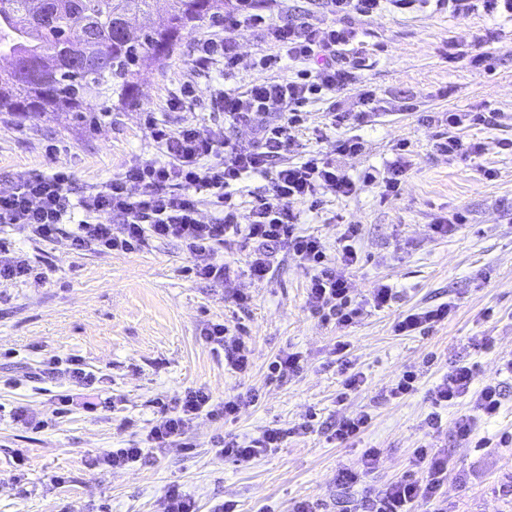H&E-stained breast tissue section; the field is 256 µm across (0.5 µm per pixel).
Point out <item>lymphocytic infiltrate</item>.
<instances>
[{"label":"lymphocytic infiltrate","instance_id":"lymphocytic-infiltrate-1","mask_svg":"<svg viewBox=\"0 0 512 512\" xmlns=\"http://www.w3.org/2000/svg\"><path fill=\"white\" fill-rule=\"evenodd\" d=\"M315 20L296 24L276 23L286 0H227L222 35L198 41L196 61L207 67L221 64L234 73L241 60L238 35L245 29L263 31L274 50L262 54L256 67L267 71L265 79L242 90L213 89L211 106L222 112L231 127L251 129L249 140H215L203 125L191 121L177 129L148 117L147 126L160 153L155 161L130 165L99 190L74 195L66 174L36 175L0 188V224L23 230L34 241L54 242L66 236L71 250L93 248L103 253H131L154 241L180 242L192 260L196 277L232 281L238 271L224 257L235 238L252 243L246 273L262 283L273 269V255L284 250L298 264L311 269L307 302L312 314L335 319L338 330L357 324L369 310L388 307L395 297L393 287L376 282L363 299H356L349 276L358 261V225H348L335 255H328L317 236L298 232L301 215L295 203H304L327 192L348 197L362 186H379L395 196L406 172L404 157L409 149L400 142L396 158L384 168H366L351 178L318 155L287 162L295 145V132L303 123L302 109L313 99L342 91L351 83L355 60L347 48L356 37L354 21L367 20L394 8L407 10L436 4L455 15L480 9L490 17L512 15V0H317ZM294 74H286L287 64ZM251 176L270 178L266 195L256 197L249 209L236 198L242 182ZM213 201L216 211L210 222L200 219L204 201ZM71 225L62 234V225ZM202 339L221 348L235 370L251 365L252 350L242 329L211 323L200 332ZM476 367L458 361L430 390L432 412L429 428L441 426V408L466 405L467 413L455 423L457 439L473 448L486 447L483 424L494 419L502 407L498 383L475 387ZM257 398L255 392L217 400L203 387L190 389L162 406L143 441L113 448L92 459L94 466L123 470L138 462L148 450L185 451L184 438L199 419L227 420L238 416ZM310 423L291 428L268 427L258 435L220 442L224 459L243 465L258 455L283 447L289 437L308 433ZM418 476H404L371 490L365 497L366 512H447L442 487L448 476V458L430 444L413 451Z\"/></svg>","mask_w":512,"mask_h":512}]
</instances>
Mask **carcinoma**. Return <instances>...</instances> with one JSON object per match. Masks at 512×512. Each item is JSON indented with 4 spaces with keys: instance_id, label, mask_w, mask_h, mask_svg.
<instances>
[{
    "instance_id": "carcinoma-1",
    "label": "carcinoma",
    "mask_w": 512,
    "mask_h": 512,
    "mask_svg": "<svg viewBox=\"0 0 512 512\" xmlns=\"http://www.w3.org/2000/svg\"><path fill=\"white\" fill-rule=\"evenodd\" d=\"M154 0H0V112L41 119L67 112L87 121L94 102L136 100L148 61L170 54L188 25L224 17V0H170L132 30Z\"/></svg>"
}]
</instances>
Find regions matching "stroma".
Wrapping results in <instances>:
<instances>
[{
	"mask_svg": "<svg viewBox=\"0 0 512 512\" xmlns=\"http://www.w3.org/2000/svg\"><path fill=\"white\" fill-rule=\"evenodd\" d=\"M355 27L363 65L339 99L348 110L359 90H371L376 116L333 128L324 118L329 99L313 100L296 140L303 154L331 159L337 139L361 136L365 152L340 161L353 177L393 160L396 144L405 140L408 166L399 195L376 186L347 198L324 194L318 212H303L300 229L332 250L347 225H361L354 292L361 298L375 282L388 281L397 290L391 306L340 332L310 312L311 271L284 253L271 279L258 284L244 273L250 244H232L228 257L240 275L226 285L188 275L190 260L174 240L131 253L71 252L60 242L1 229L0 260L21 251L34 270L0 282V512H154L172 483L196 501L198 512L225 501L235 502L236 512H289L301 499L320 500L324 512H348L381 479L409 472L411 452L424 442L448 457V512H512V447L479 452L458 442L462 405L443 410L439 430L425 424L430 388L451 362L464 359L476 364L477 383L496 382L502 390L501 412L485 432L512 431V374L501 369L512 356V154L497 147L512 138V19L478 12L458 17L429 7L386 12ZM214 30L209 21L187 29L174 52L145 72L135 104L98 108L92 123H75L64 113L40 121L1 114L0 186L63 171L77 192L103 188L130 164L158 159L144 122L149 112L173 128L194 119L216 139H248L249 130L225 125L223 113L211 109L210 94L219 85L241 90L264 79L253 62L270 45L245 31L234 73L195 67L197 38ZM478 54L480 67L467 64ZM186 83L194 88L187 107L170 109V95ZM451 109L495 113L493 124L459 132L464 141L482 144L481 154L451 161L437 152L434 143L448 129L427 117ZM488 169L493 178H485ZM456 212L466 214L467 223L446 237L433 234L432 224ZM442 302L453 310L431 335H396L394 324L407 311ZM213 322L246 330L253 350L248 373L232 369L223 352L201 339V329ZM481 336L494 337V346L475 348ZM341 339L349 341L365 380L343 402L344 376L333 353ZM284 351L300 354L301 372L269 378V361ZM52 355L79 357L102 376L103 410L55 415L60 381L42 366ZM408 369L419 372L416 391L383 399V389ZM198 387L217 399L253 389L259 399L236 419L200 420L189 435L191 452L150 454L118 472L92 466V455L144 438L159 401ZM19 406L39 413L47 427L16 424L12 412ZM359 409L373 415L361 440L330 441L336 421ZM307 420L311 432L251 464L235 465L216 452L220 438ZM366 448L383 453L381 479L341 488L338 470L356 465ZM20 450L27 460L19 469ZM58 475L64 483H55Z\"/></svg>",
	"mask_w": 512,
	"mask_h": 512,
	"instance_id": "1",
	"label": "stroma"
}]
</instances>
